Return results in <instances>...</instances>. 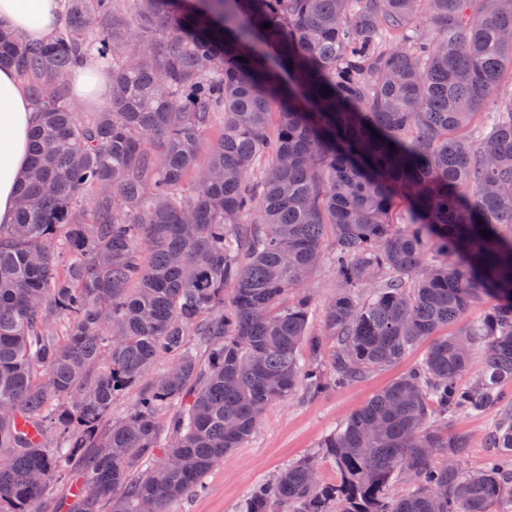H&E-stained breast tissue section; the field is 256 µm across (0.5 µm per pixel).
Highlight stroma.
Listing matches in <instances>:
<instances>
[{"label":"stroma","instance_id":"35a3bbf8","mask_svg":"<svg viewBox=\"0 0 512 512\" xmlns=\"http://www.w3.org/2000/svg\"><path fill=\"white\" fill-rule=\"evenodd\" d=\"M427 349V343H420L399 363L318 398H310L300 388L288 399L273 402L249 440L207 476L201 492L176 503L175 512H239L254 486L271 479L288 464L309 457L315 458L323 482H336V466L320 455L319 443L373 395L417 367ZM499 414L495 407L480 415L449 418V429L463 431L468 437L464 458L468 470L483 469L493 456L486 439Z\"/></svg>","mask_w":512,"mask_h":512}]
</instances>
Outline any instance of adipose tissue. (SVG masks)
Returning a JSON list of instances; mask_svg holds the SVG:
<instances>
[{
  "label": "adipose tissue",
  "mask_w": 512,
  "mask_h": 512,
  "mask_svg": "<svg viewBox=\"0 0 512 512\" xmlns=\"http://www.w3.org/2000/svg\"><path fill=\"white\" fill-rule=\"evenodd\" d=\"M57 0H0V28L22 37L48 38ZM35 107L14 71L0 69V224L13 223L15 186L30 160Z\"/></svg>",
  "instance_id": "obj_1"
}]
</instances>
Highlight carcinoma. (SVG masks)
<instances>
[{
	"label": "carcinoma",
	"instance_id": "carcinoma-1",
	"mask_svg": "<svg viewBox=\"0 0 512 512\" xmlns=\"http://www.w3.org/2000/svg\"><path fill=\"white\" fill-rule=\"evenodd\" d=\"M60 2L48 40L0 30L38 113L0 224V512H49L75 467L69 512H174L270 403L432 336L319 444L337 484L296 462L239 512H489L512 467L466 473L467 436L438 423L512 381V0H131L129 20L123 0ZM89 61L112 90L83 116ZM324 259L343 288L313 334ZM488 444L512 455V411ZM399 474L414 489L393 498ZM94 73H98L94 66L85 64L83 68H78L72 78V82L75 84V93L76 96L79 98L87 97L90 93L95 91L97 89V84L99 82V78L96 76H93ZM109 82L106 87L104 85V89L100 95L99 98H97V101L95 104L87 102L85 99L84 102L79 101L75 98V93L73 91V88L71 89V102L74 103V100L78 102L80 105L78 106L80 112H97L103 104L106 102V100L109 97Z\"/></svg>",
	"mask_w": 512,
	"mask_h": 512
}]
</instances>
